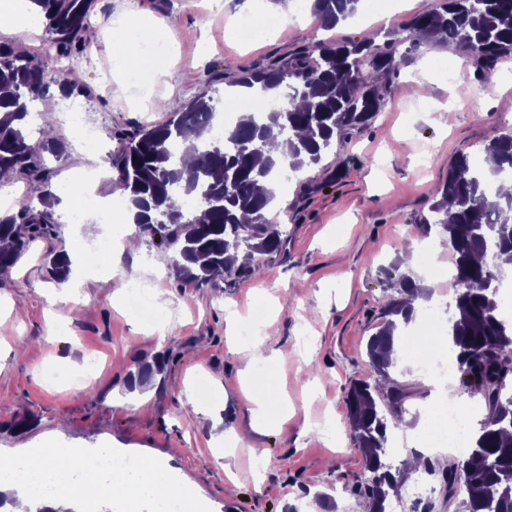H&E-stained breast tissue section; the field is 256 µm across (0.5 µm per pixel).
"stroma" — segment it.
I'll list each match as a JSON object with an SVG mask.
<instances>
[{
    "label": "stroma",
    "instance_id": "35a3bbf8",
    "mask_svg": "<svg viewBox=\"0 0 512 512\" xmlns=\"http://www.w3.org/2000/svg\"><path fill=\"white\" fill-rule=\"evenodd\" d=\"M422 11L421 0H397L392 14L366 18L364 9L324 29L311 0H294V14L276 27L256 26L250 40L226 36L263 15L260 0H91L81 31L83 52L70 58L67 92L51 89L31 105V139L53 127L67 143L62 160L47 158L50 184L60 190L74 173L101 169L95 193L122 201L109 158L119 133L159 124L160 98L188 103L204 88L216 97L238 79L282 63L316 42L373 36L383 44ZM177 17L156 44L169 81L152 70L124 71L107 54L115 22ZM404 61L385 79L383 104L366 127L334 143L318 164L294 173L273 204L285 242L251 279L199 287L176 281L169 256L143 238L136 252L113 253L96 222L88 246L103 253L105 272L72 273L61 287L42 261L46 250L73 248L70 227L33 243L0 286V452H17L47 436L86 447L116 448L159 458L211 512H366L352 488L367 476L355 445L345 397L350 385L372 379L366 343L384 303L405 273L431 292L436 305L448 291L423 265H406L409 248L432 249L420 219L438 183L459 154L481 161L491 128L512 129V59L477 77L468 56L442 42L404 41ZM83 108L80 124L63 121L62 100ZM92 131L95 148L76 141L75 127ZM151 284L153 323L127 308L133 283ZM263 337V355L243 371L231 344ZM97 357L95 371L84 363ZM395 381L412 385L403 427L422 435L416 411L461 395L458 377L446 390L421 388L415 373L396 367ZM198 413L183 407L198 384ZM250 386L271 428H251ZM148 396L137 410L135 392ZM268 451L257 468L250 447Z\"/></svg>",
    "mask_w": 512,
    "mask_h": 512
}]
</instances>
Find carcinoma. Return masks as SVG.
Returning a JSON list of instances; mask_svg holds the SVG:
<instances>
[{"instance_id":"obj_1","label":"carcinoma","mask_w":512,"mask_h":512,"mask_svg":"<svg viewBox=\"0 0 512 512\" xmlns=\"http://www.w3.org/2000/svg\"><path fill=\"white\" fill-rule=\"evenodd\" d=\"M44 14L46 32L60 55L77 51L89 0H33ZM357 0H314L313 13L331 29L351 16ZM408 37L435 39L466 52L476 67L491 71L512 56V0H442L439 8L416 16ZM399 34L382 47L372 41L319 42L285 65L278 62L246 76L240 84L265 91L296 85L288 105L257 117L248 112L220 142L208 140L216 112L210 89L191 102L175 104L168 119L141 124L121 137L111 155L115 188L133 210L140 235H148L171 254L179 281L204 286L216 278L246 279L258 271L260 257L280 251L284 230L271 216L275 189L258 192L261 180H271L283 166L296 172L317 164L336 141L368 124L380 105L379 76L400 64ZM33 57L11 44L0 43V180L21 176L51 193L42 153L61 159L66 146L50 132L30 143L26 131L29 105L43 100L51 88L70 86V72L32 65ZM288 139L290 153L277 159L265 154L273 135ZM484 151L497 157L486 174L460 157L435 192L430 216L421 219L426 232L439 229L448 240L455 288L452 329L456 369L464 393L480 398L486 413L460 458L429 473L441 474L448 500H458L457 512H512V324L499 315L500 276L495 262L512 253V190L500 174L512 170V132L491 128ZM198 154L201 163L186 167L182 159ZM199 202L188 216L187 202ZM50 214L34 212L28 197L13 211L0 212V279H6L18 258L36 239L55 234ZM49 272L64 281L70 271L66 255L46 254ZM383 321L367 342V355L377 374L361 380L347 397L349 422L366 462L369 476L353 493L369 512H384L390 493L416 471L411 457L392 469L386 462L387 431L402 422L405 401L412 392L389 385L394 363L386 356L395 333L413 320L401 298L383 306ZM384 406H379V401ZM466 491V497L457 496Z\"/></svg>"}]
</instances>
